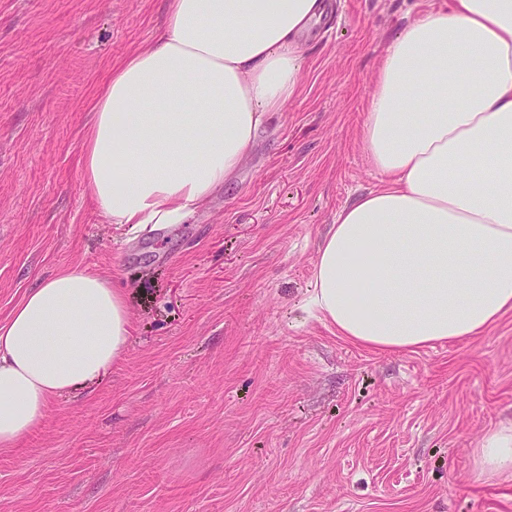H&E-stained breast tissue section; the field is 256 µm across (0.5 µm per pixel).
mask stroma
Returning a JSON list of instances; mask_svg holds the SVG:
<instances>
[{"instance_id": "stroma-1", "label": "stroma", "mask_w": 512, "mask_h": 512, "mask_svg": "<svg viewBox=\"0 0 512 512\" xmlns=\"http://www.w3.org/2000/svg\"><path fill=\"white\" fill-rule=\"evenodd\" d=\"M437 0H330L299 96L182 224H109L81 145L114 63L165 0H0V322L59 269L124 288L132 336L100 383L0 449V512H512L472 452L512 421V313L378 353L308 306L337 213L378 187L360 129L393 38Z\"/></svg>"}]
</instances>
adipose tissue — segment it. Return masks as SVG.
I'll list each match as a JSON object with an SVG mask.
<instances>
[{"label": "adipose tissue", "mask_w": 512, "mask_h": 512, "mask_svg": "<svg viewBox=\"0 0 512 512\" xmlns=\"http://www.w3.org/2000/svg\"><path fill=\"white\" fill-rule=\"evenodd\" d=\"M326 0H166L152 42L112 70L82 143L112 224H180L236 173L258 129L299 95ZM361 142L379 188L344 206L308 305L346 341L395 353L481 334L512 311V0H442L388 45ZM126 293L80 267L29 289L0 324V448L54 400L124 358ZM473 475L512 472V424Z\"/></svg>", "instance_id": "ef3b65f1"}]
</instances>
